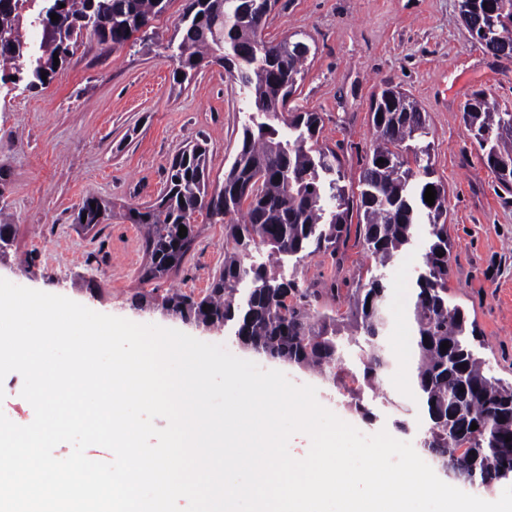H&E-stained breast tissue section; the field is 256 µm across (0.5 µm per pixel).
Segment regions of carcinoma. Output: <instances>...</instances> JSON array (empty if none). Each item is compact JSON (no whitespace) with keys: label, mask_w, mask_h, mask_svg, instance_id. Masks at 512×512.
I'll list each match as a JSON object with an SVG mask.
<instances>
[{"label":"carcinoma","mask_w":512,"mask_h":512,"mask_svg":"<svg viewBox=\"0 0 512 512\" xmlns=\"http://www.w3.org/2000/svg\"><path fill=\"white\" fill-rule=\"evenodd\" d=\"M0 0V57L19 60L31 46L20 21L41 29L40 55L30 67L15 68L13 84L29 89L49 86L81 38L122 47L166 12L171 0ZM278 0H187L180 24L167 44L182 81L191 80L203 63H216L249 92L250 113L242 126L239 150L211 187L205 143L186 147L172 161L165 187L155 202L131 209L127 218L145 230L149 264L144 281L159 280L184 264L196 237L195 215L204 213L224 224V266L199 298L169 290L140 295L146 305L161 304L188 323L223 327L233 323L237 336L251 349L301 368L327 374L336 361V335L364 333L371 343L363 379L372 384L392 366L380 348L385 333L383 309L389 288L371 276L358 283L347 309H318L321 289L294 278H277L252 253L268 250L280 264L300 263L319 253H336L350 232L365 252L385 266L409 244L419 224L430 226L431 243L415 281L413 319L417 364L416 392L429 422L424 440L446 461L479 457L471 472L482 486L512 473V384L485 374L483 360L472 350L464 310L448 302L451 243L448 238V190L433 178L427 113L406 90L388 86L373 98L371 122L375 141L365 156L357 187L344 184V164L336 150L319 145V113L302 111L290 101L305 78L309 45L263 37ZM492 4L488 9L483 3ZM460 15L480 22L472 37L512 47V0H460ZM59 15L51 21L50 14ZM59 66H54L53 55ZM469 136L495 171L499 187L512 193V112L500 110L483 89L462 106ZM384 162L377 163L378 159ZM434 186V205L424 201ZM111 209L103 199L86 198L75 222L105 223ZM356 228H351V225ZM187 236L179 237V226ZM444 256H439V253ZM250 284L244 299L239 285ZM449 344L441 350L440 346ZM463 388L458 420L481 423L478 440L462 448L448 442L441 420L448 419V395Z\"/></svg>","instance_id":"1"}]
</instances>
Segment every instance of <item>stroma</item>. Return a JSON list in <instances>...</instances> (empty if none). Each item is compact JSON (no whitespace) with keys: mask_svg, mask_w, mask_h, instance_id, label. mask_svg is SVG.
Here are the masks:
<instances>
[{"mask_svg":"<svg viewBox=\"0 0 512 512\" xmlns=\"http://www.w3.org/2000/svg\"><path fill=\"white\" fill-rule=\"evenodd\" d=\"M184 4L172 0L145 42L113 48L83 39L48 87L0 83V223L14 227L0 278L222 345L316 387L318 402L361 433L387 430L433 463L422 445L427 423L418 398L384 379L362 382L364 337H340L337 377L328 380L243 348L231 326L206 328L135 305L137 293L154 287L201 296L224 263V227L200 215L181 269L142 281L143 232L125 217L128 208L157 198L187 144L206 140L210 178L221 183L247 119V92L223 67L209 64L191 83L175 82L166 45ZM294 33L313 56L293 104L321 113L320 141L342 155L348 182H357L360 158L375 138L372 93L401 85L428 113L434 176L448 189V299L474 321L472 344L486 374L512 383V194L498 187L461 111L477 89L512 110V64L486 55L472 39L458 0H279L263 35L276 42ZM89 196L108 201L114 215L86 229L74 219ZM428 241L427 225H418L413 242L382 266L352 236L336 254L288 260L277 272L325 288L321 306L336 310L345 309L358 281L383 276L389 295L381 344L389 354L399 337L414 333V283Z\"/></svg>","mask_w":512,"mask_h":512,"instance_id":"35a3bbf8","label":"stroma"}]
</instances>
